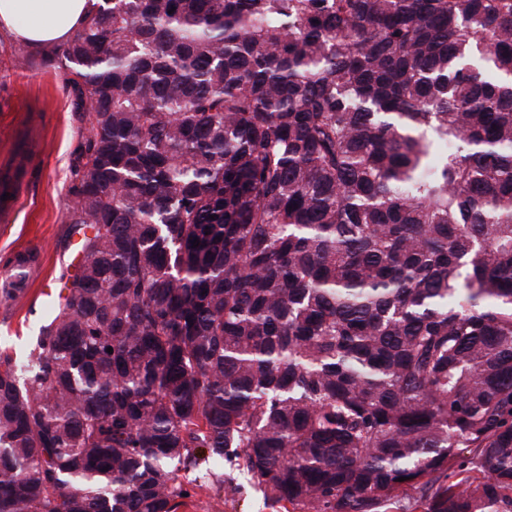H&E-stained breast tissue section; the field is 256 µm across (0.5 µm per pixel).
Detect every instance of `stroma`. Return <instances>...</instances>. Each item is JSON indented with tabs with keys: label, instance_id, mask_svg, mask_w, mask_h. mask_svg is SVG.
<instances>
[{
	"label": "stroma",
	"instance_id": "35a3bbf8",
	"mask_svg": "<svg viewBox=\"0 0 512 512\" xmlns=\"http://www.w3.org/2000/svg\"><path fill=\"white\" fill-rule=\"evenodd\" d=\"M17 45H0V173L19 179L21 200L9 215L0 214V260L25 250L37 254L39 274L24 295L0 296V353L27 351L40 322L27 307L49 310L44 288L65 284L75 271L78 235L71 231L70 162L87 135L74 109L69 74L59 65H15ZM184 495L176 512H273L263 493L242 471L219 466L197 479L180 473Z\"/></svg>",
	"mask_w": 512,
	"mask_h": 512
}]
</instances>
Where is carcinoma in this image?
Returning <instances> with one entry per match:
<instances>
[{
    "mask_svg": "<svg viewBox=\"0 0 512 512\" xmlns=\"http://www.w3.org/2000/svg\"><path fill=\"white\" fill-rule=\"evenodd\" d=\"M42 62L80 260L0 358V512L226 460L276 512H512V0H95Z\"/></svg>",
    "mask_w": 512,
    "mask_h": 512,
    "instance_id": "1",
    "label": "carcinoma"
}]
</instances>
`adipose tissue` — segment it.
Wrapping results in <instances>:
<instances>
[{"label":"adipose tissue","mask_w":512,"mask_h":512,"mask_svg":"<svg viewBox=\"0 0 512 512\" xmlns=\"http://www.w3.org/2000/svg\"><path fill=\"white\" fill-rule=\"evenodd\" d=\"M91 7L90 0H0V38L35 50L66 43Z\"/></svg>","instance_id":"adipose-tissue-1"}]
</instances>
